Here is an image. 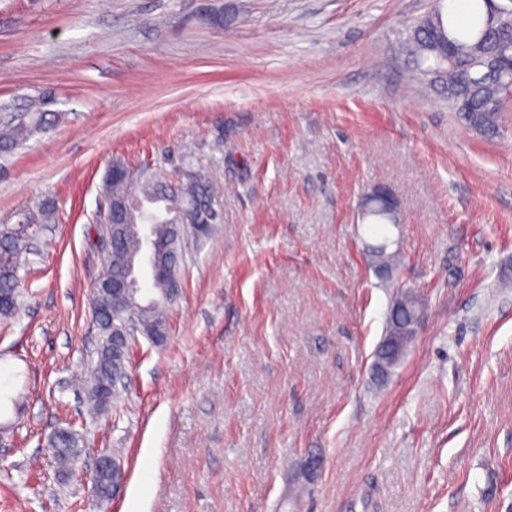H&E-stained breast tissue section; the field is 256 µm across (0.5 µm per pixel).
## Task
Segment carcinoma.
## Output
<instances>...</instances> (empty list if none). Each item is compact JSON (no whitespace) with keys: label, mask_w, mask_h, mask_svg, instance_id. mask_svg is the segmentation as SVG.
Returning a JSON list of instances; mask_svg holds the SVG:
<instances>
[{"label":"carcinoma","mask_w":512,"mask_h":512,"mask_svg":"<svg viewBox=\"0 0 512 512\" xmlns=\"http://www.w3.org/2000/svg\"><path fill=\"white\" fill-rule=\"evenodd\" d=\"M512 6L497 0H470L469 20L455 23L453 14L445 10L444 0H438L433 10L409 30L408 39L414 45L420 61V78L433 87L444 89L448 105L458 113L465 125L478 133L490 134L497 129L498 116L508 96L505 84L512 79ZM47 124V113L32 111L27 118L0 129V152H9L35 131ZM103 193L126 204L118 221L123 230L115 238L114 256L107 260L98 277L104 286L113 278L125 274V260L137 257L144 242L136 225H150L152 237L163 247V254L179 252L175 240L179 211L189 200L218 198L206 178L197 176L190 182L173 185L156 174L150 181L142 180V170H126L119 180L106 177ZM0 251L18 257L17 265L0 266V291L13 300L0 305V319L13 317L19 306L18 283L20 269L31 263L28 240L19 235L13 224H0ZM398 253L387 251L380 244L368 250L367 261L376 270L388 271L396 265ZM150 297L145 301L131 299L130 304L143 336L150 340L166 334L169 282L163 277L150 281ZM419 297L405 291L394 297L386 318L385 334L411 330V313ZM124 315L102 317L97 322L99 343L97 361L86 387V399L97 409L110 406L101 399L104 384H112V375L125 368L129 354L112 353V339L121 329ZM59 465L66 469L81 458L85 447L82 434L64 429L50 440Z\"/></svg>","instance_id":"cac0c4a2"}]
</instances>
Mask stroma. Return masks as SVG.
<instances>
[{
  "mask_svg": "<svg viewBox=\"0 0 512 512\" xmlns=\"http://www.w3.org/2000/svg\"><path fill=\"white\" fill-rule=\"evenodd\" d=\"M0 0V115L50 97L0 155V224L52 201L0 322V512H512V100L468 130L414 81L433 0ZM221 186L156 344L89 412L113 160ZM388 186L398 224L358 214ZM387 243L388 280L368 265ZM424 318L384 382L391 300ZM83 434L60 475L48 441ZM121 493L91 494L101 455ZM47 113L29 112L24 119L17 124L2 127L0 129V152H9L18 146L35 131L40 130L47 124ZM380 201L384 204L388 213L392 216L393 223L398 224V203L391 191L383 185H374L361 199L359 208L367 207L371 202ZM398 260L396 251H387L386 244L373 246L368 250L367 261L375 270L388 271L393 269Z\"/></svg>",
  "mask_w": 512,
  "mask_h": 512,
  "instance_id": "1",
  "label": "stroma"
}]
</instances>
